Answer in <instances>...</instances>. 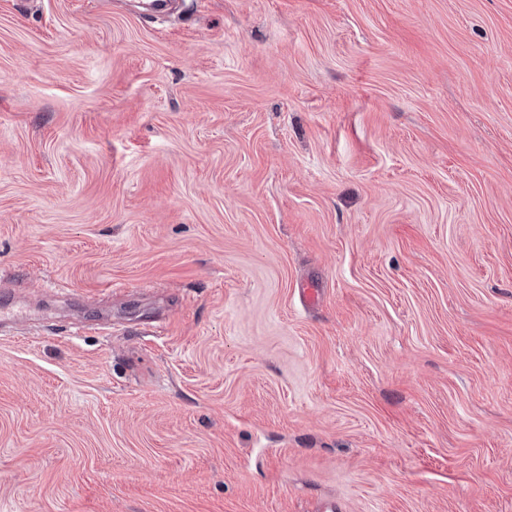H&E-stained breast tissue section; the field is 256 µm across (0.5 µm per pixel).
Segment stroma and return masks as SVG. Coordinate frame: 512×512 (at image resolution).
Here are the masks:
<instances>
[{
    "label": "stroma",
    "mask_w": 512,
    "mask_h": 512,
    "mask_svg": "<svg viewBox=\"0 0 512 512\" xmlns=\"http://www.w3.org/2000/svg\"><path fill=\"white\" fill-rule=\"evenodd\" d=\"M0 312V512H512V0H0Z\"/></svg>",
    "instance_id": "1"
}]
</instances>
